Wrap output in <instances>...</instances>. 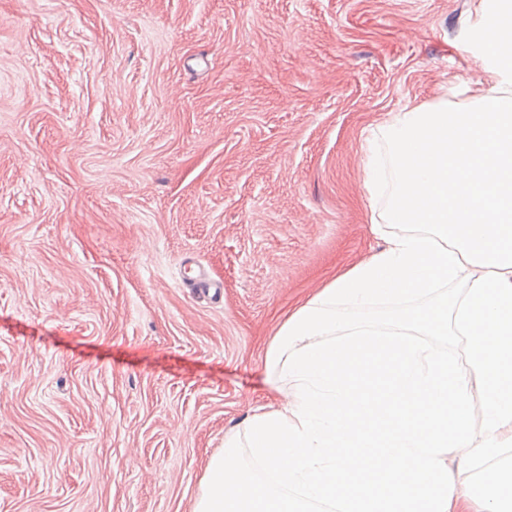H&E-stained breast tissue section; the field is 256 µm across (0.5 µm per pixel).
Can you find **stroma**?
I'll use <instances>...</instances> for the list:
<instances>
[{"instance_id":"1","label":"stroma","mask_w":512,"mask_h":512,"mask_svg":"<svg viewBox=\"0 0 512 512\" xmlns=\"http://www.w3.org/2000/svg\"><path fill=\"white\" fill-rule=\"evenodd\" d=\"M480 0H0V512H194L364 160L486 82ZM216 283L201 291L182 280Z\"/></svg>"}]
</instances>
